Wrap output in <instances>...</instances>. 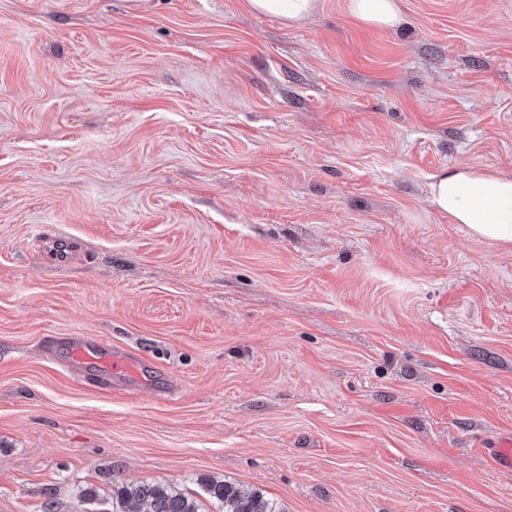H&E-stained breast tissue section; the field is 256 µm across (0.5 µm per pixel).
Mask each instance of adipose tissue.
<instances>
[{
    "label": "adipose tissue",
    "mask_w": 512,
    "mask_h": 512,
    "mask_svg": "<svg viewBox=\"0 0 512 512\" xmlns=\"http://www.w3.org/2000/svg\"><path fill=\"white\" fill-rule=\"evenodd\" d=\"M254 13L287 25L310 17L319 0H246ZM349 14L368 27L394 28L401 22L397 0H346ZM430 202L449 223L463 224L480 239L512 247V175L480 167L450 168L430 185Z\"/></svg>",
    "instance_id": "1"
}]
</instances>
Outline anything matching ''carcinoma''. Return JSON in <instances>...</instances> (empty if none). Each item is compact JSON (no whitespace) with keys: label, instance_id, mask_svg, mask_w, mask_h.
<instances>
[{"label":"carcinoma","instance_id":"cac0c4a2","mask_svg":"<svg viewBox=\"0 0 512 512\" xmlns=\"http://www.w3.org/2000/svg\"><path fill=\"white\" fill-rule=\"evenodd\" d=\"M209 497L221 504L223 512H280L277 505L258 492H245L218 478L202 480ZM199 512V504L182 489L148 481L122 482L113 487L112 512Z\"/></svg>","mask_w":512,"mask_h":512}]
</instances>
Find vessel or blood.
<instances>
[{"label":"vessel or blood","mask_w":512,"mask_h":512,"mask_svg":"<svg viewBox=\"0 0 512 512\" xmlns=\"http://www.w3.org/2000/svg\"><path fill=\"white\" fill-rule=\"evenodd\" d=\"M43 258L53 264L69 263L73 258L72 242L63 236H49ZM68 357L75 368H90L93 379L104 387L111 385L113 377L130 378L142 367L140 360L89 337L70 339Z\"/></svg>","instance_id":"vessel-or-blood-1"}]
</instances>
